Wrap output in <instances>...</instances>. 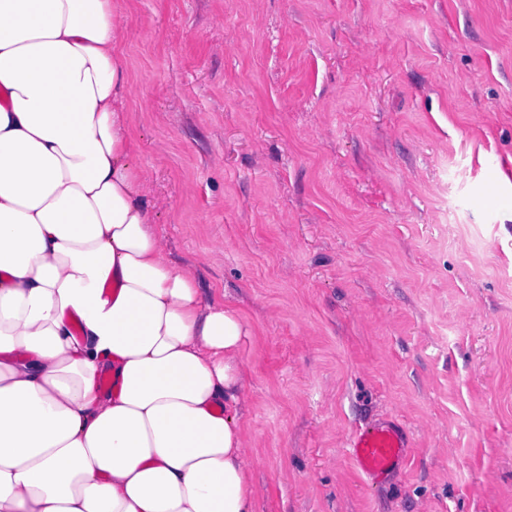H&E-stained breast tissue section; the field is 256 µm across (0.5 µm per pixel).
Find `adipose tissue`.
<instances>
[{
	"label": "adipose tissue",
	"instance_id": "adipose-tissue-1",
	"mask_svg": "<svg viewBox=\"0 0 512 512\" xmlns=\"http://www.w3.org/2000/svg\"><path fill=\"white\" fill-rule=\"evenodd\" d=\"M119 9L0 0V512H252L248 324L153 227Z\"/></svg>",
	"mask_w": 512,
	"mask_h": 512
}]
</instances>
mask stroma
I'll use <instances>...</instances> for the list:
<instances>
[{"mask_svg": "<svg viewBox=\"0 0 512 512\" xmlns=\"http://www.w3.org/2000/svg\"><path fill=\"white\" fill-rule=\"evenodd\" d=\"M170 258L245 313L252 512H512V0H127ZM410 431L371 482L361 426Z\"/></svg>", "mask_w": 512, "mask_h": 512, "instance_id": "35a3bbf8", "label": "stroma"}]
</instances>
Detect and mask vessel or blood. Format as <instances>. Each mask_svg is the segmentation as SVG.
I'll list each match as a JSON object with an SVG mask.
<instances>
[{
	"label": "vessel or blood",
	"instance_id": "1",
	"mask_svg": "<svg viewBox=\"0 0 512 512\" xmlns=\"http://www.w3.org/2000/svg\"><path fill=\"white\" fill-rule=\"evenodd\" d=\"M408 446L405 426L382 419L357 432L348 443L347 453L362 472L379 482L400 470Z\"/></svg>",
	"mask_w": 512,
	"mask_h": 512
}]
</instances>
